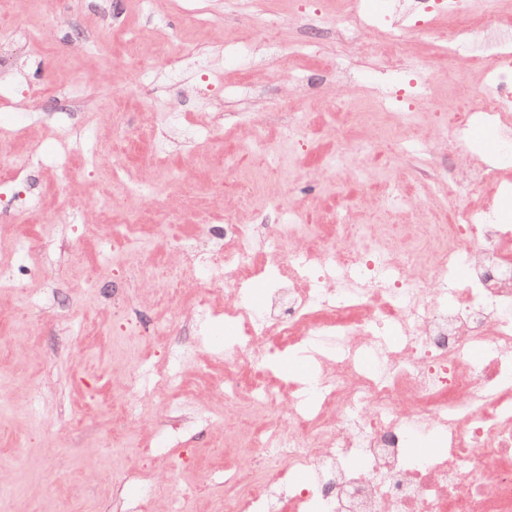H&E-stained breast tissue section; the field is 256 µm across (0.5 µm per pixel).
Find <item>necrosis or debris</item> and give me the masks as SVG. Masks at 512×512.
<instances>
[{
    "label": "necrosis or debris",
    "mask_w": 512,
    "mask_h": 512,
    "mask_svg": "<svg viewBox=\"0 0 512 512\" xmlns=\"http://www.w3.org/2000/svg\"><path fill=\"white\" fill-rule=\"evenodd\" d=\"M403 9L422 18L426 52L410 51L403 22L377 19L367 0H336L332 28L319 0L301 9L306 54L279 60L294 106L278 131L211 107L210 70L189 89L201 112L174 101L160 114L152 159L177 136L203 163L223 165L234 176L223 211L195 207L190 223L164 202L144 206L153 184L123 161L108 168L105 183L137 204L121 223L102 220L99 258L81 287L112 292V357L122 365L112 414L138 422L150 400L162 405L166 434L196 419L217 425L208 471L224 484L220 497L198 483L172 494L154 463L183 470L192 451L136 448L124 474L144 484L134 512H512V226L499 220L512 206V0H405ZM368 34L367 53L398 66L385 69L371 110L337 101L326 162L367 183L369 204L336 191L318 210L282 206L273 194L253 206L271 172L313 148L295 77L323 75L316 44ZM436 55L479 77L476 106L421 111L434 97ZM26 94L48 102L36 120L60 130L66 154L101 155L72 136L82 83H30ZM427 119L436 136L418 140ZM241 128L256 159L245 173L215 150ZM476 128L496 134L497 153L464 151ZM398 160L412 174L391 175ZM418 198L428 201L420 213ZM31 199L27 191L0 202L11 218L0 239L19 256L0 260V294L36 310L45 267L27 255L59 253L72 218L19 234L14 221ZM191 281L200 293L184 291ZM217 323L230 336L222 351L202 354ZM423 434L437 435L440 450L410 452Z\"/></svg>",
    "instance_id": "4bbe7bcc"
}]
</instances>
